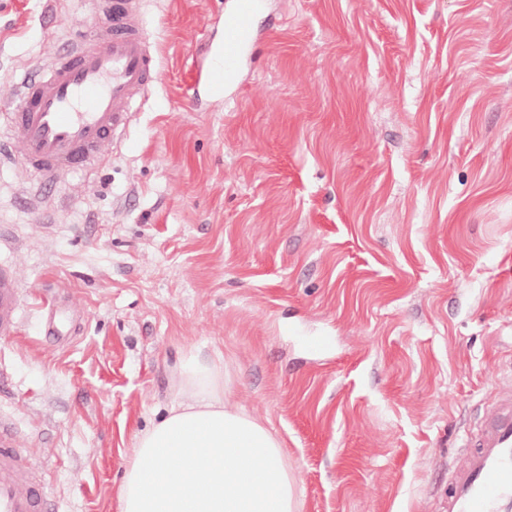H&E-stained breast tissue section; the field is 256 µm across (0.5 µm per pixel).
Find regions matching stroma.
<instances>
[{"label": "stroma", "mask_w": 512, "mask_h": 512, "mask_svg": "<svg viewBox=\"0 0 512 512\" xmlns=\"http://www.w3.org/2000/svg\"><path fill=\"white\" fill-rule=\"evenodd\" d=\"M230 4L145 0L160 81L46 212L0 162V264L56 308L0 337V418L57 512H117L186 352L219 350L302 512H444L512 390V0H265L216 93ZM102 18L0 0V111L49 31Z\"/></svg>", "instance_id": "stroma-1"}]
</instances>
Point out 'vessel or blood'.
<instances>
[{"mask_svg": "<svg viewBox=\"0 0 512 512\" xmlns=\"http://www.w3.org/2000/svg\"><path fill=\"white\" fill-rule=\"evenodd\" d=\"M104 22L59 45L49 64L29 69L15 104L0 113L19 166L42 187L108 162L112 142L158 80L155 47L146 35L141 0H99ZM263 0H233L225 11L217 60L206 75L223 89L241 69L255 39ZM44 312L47 298L25 290L17 268H0V336L12 335L22 305ZM448 485L446 512H512V392L482 422ZM41 466L0 420V512H48Z\"/></svg>", "mask_w": 512, "mask_h": 512, "instance_id": "obj_1", "label": "vessel or blood"}]
</instances>
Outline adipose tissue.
Returning a JSON list of instances; mask_svg holds the SVG:
<instances>
[{
	"label": "adipose tissue",
	"instance_id": "adipose-tissue-1",
	"mask_svg": "<svg viewBox=\"0 0 512 512\" xmlns=\"http://www.w3.org/2000/svg\"><path fill=\"white\" fill-rule=\"evenodd\" d=\"M230 397L223 353L187 351L166 414L135 438L117 512H300L282 439Z\"/></svg>",
	"mask_w": 512,
	"mask_h": 512
}]
</instances>
